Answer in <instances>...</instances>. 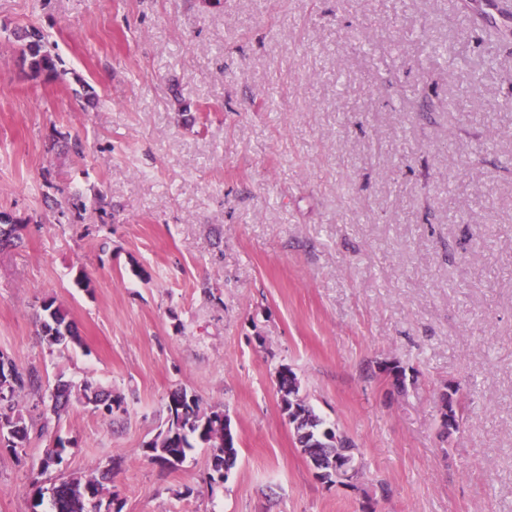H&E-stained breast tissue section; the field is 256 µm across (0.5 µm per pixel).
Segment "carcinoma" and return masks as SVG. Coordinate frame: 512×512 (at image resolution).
Returning a JSON list of instances; mask_svg holds the SVG:
<instances>
[{
    "label": "carcinoma",
    "mask_w": 512,
    "mask_h": 512,
    "mask_svg": "<svg viewBox=\"0 0 512 512\" xmlns=\"http://www.w3.org/2000/svg\"><path fill=\"white\" fill-rule=\"evenodd\" d=\"M23 59L34 77L57 71V58L48 49V39L37 27L23 38ZM41 336L50 346L64 345L68 342L82 344L76 326L68 319L67 312L56 304L53 298L46 299L41 305ZM41 388L40 376L36 369L17 365L0 355V443L17 450L28 444L29 429L25 418L18 410L17 398L24 392L37 394ZM301 382L294 385H280V409L288 416V409L297 406L301 415L292 423L295 440L301 453L310 455V449L304 447L307 436L319 442V449L334 448L336 443L325 438V422L315 413L307 397L301 395ZM81 396L86 403L104 416H110L121 408V401L112 397V393L95 389L92 383L85 381L80 388L69 383H58L50 394L54 412L66 408L73 395ZM167 427L147 445V458L168 467L183 463L187 452L201 445L209 449L213 471L225 478L236 465L239 448L235 437H230L229 446H224V411L202 406L200 397L185 389L171 393L167 403ZM104 477L89 475L86 477H61L52 490V512H85V505L94 504L96 512H122L118 498L105 496Z\"/></svg>",
    "instance_id": "obj_1"
}]
</instances>
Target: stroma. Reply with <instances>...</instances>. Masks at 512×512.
<instances>
[{"label":"stroma","mask_w":512,"mask_h":512,"mask_svg":"<svg viewBox=\"0 0 512 512\" xmlns=\"http://www.w3.org/2000/svg\"><path fill=\"white\" fill-rule=\"evenodd\" d=\"M490 2L0 0V211L21 237L0 249V353L42 381L27 447H0V512H50L60 473L108 474L122 512H512V0ZM30 25L57 76L23 64ZM50 297L81 344L43 341ZM284 365L364 485L314 477ZM61 380L125 410L54 415ZM451 382L468 411L444 438ZM179 388L229 415L226 480L202 447L145 457Z\"/></svg>","instance_id":"1"}]
</instances>
